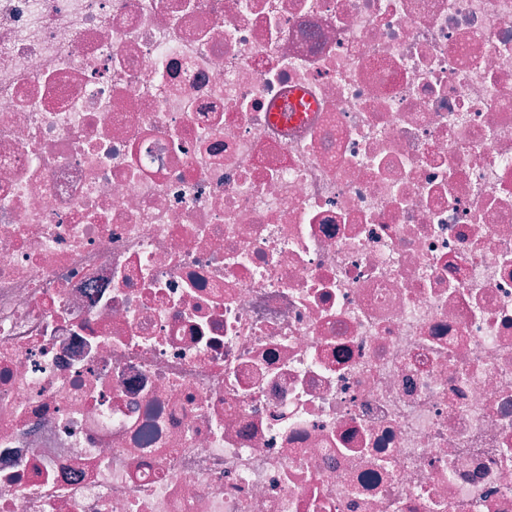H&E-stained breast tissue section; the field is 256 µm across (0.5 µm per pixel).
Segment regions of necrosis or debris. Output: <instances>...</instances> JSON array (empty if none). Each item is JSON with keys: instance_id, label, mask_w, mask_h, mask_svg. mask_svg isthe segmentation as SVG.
I'll return each mask as SVG.
<instances>
[{"instance_id": "obj_1", "label": "necrosis or debris", "mask_w": 512, "mask_h": 512, "mask_svg": "<svg viewBox=\"0 0 512 512\" xmlns=\"http://www.w3.org/2000/svg\"><path fill=\"white\" fill-rule=\"evenodd\" d=\"M0 512H512V0H0Z\"/></svg>"}]
</instances>
